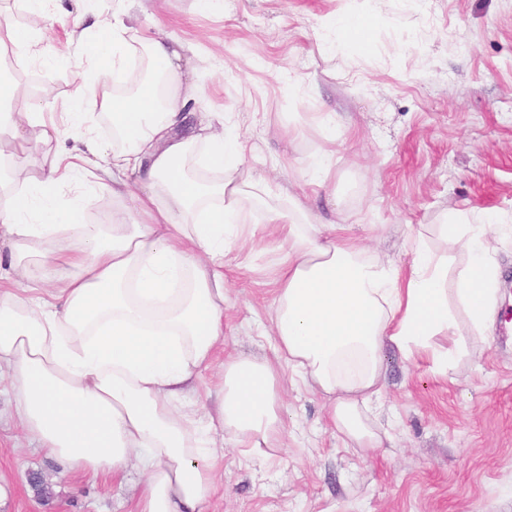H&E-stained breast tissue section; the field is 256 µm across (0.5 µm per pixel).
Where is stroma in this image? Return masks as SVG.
Listing matches in <instances>:
<instances>
[{
    "mask_svg": "<svg viewBox=\"0 0 512 512\" xmlns=\"http://www.w3.org/2000/svg\"><path fill=\"white\" fill-rule=\"evenodd\" d=\"M125 7L129 66L142 63L146 38L165 30L186 48L198 112L231 116L248 138L243 181L264 179L268 197L239 208L252 237L224 259L227 300L218 357H272L268 337L275 279L288 245L268 232L270 210L288 208L300 224L349 227L369 257L408 272L417 243L448 250L436 225L465 214L498 216L494 242L502 276L490 341H468L448 372L422 355L386 358L382 414L373 425L384 447L357 448L335 432L328 402L280 379L287 431L274 457L224 448V487L211 512H512V0H62L52 15L22 17L19 0H0V31H40L39 51L7 64L42 75L58 133L21 148L0 138L8 161L38 176L61 149L111 146L105 113L89 114L91 139L64 122L81 41L73 13L111 21ZM365 13L368 43L348 40L339 17ZM326 162L323 187L305 173ZM14 393L0 383V512H133L143 473L83 476L45 455L16 423Z\"/></svg>",
    "mask_w": 512,
    "mask_h": 512,
    "instance_id": "35a3bbf8",
    "label": "stroma"
}]
</instances>
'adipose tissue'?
Returning <instances> with one entry per match:
<instances>
[{"label": "adipose tissue", "instance_id": "obj_1", "mask_svg": "<svg viewBox=\"0 0 512 512\" xmlns=\"http://www.w3.org/2000/svg\"><path fill=\"white\" fill-rule=\"evenodd\" d=\"M128 40L124 22L95 26L82 56L108 77L123 67ZM146 52L164 84L115 95L82 81L71 97L72 133L86 135L85 108L94 106L111 115L118 149L59 154L40 177L20 168L10 180L0 204V377L14 391L17 423L71 472L116 477L137 455L145 481L136 512H208L221 490L219 443L246 457L280 446V364L328 400L335 430L381 447L368 412L385 385V350L426 354L442 374L466 354V333H485L494 313L497 228L437 225L466 265L421 249L403 276L366 259L345 226L277 212L272 222L291 250L276 280L278 360L226 358L216 412L197 418L184 394L214 367L224 336V258L245 232L236 204L269 187L238 181L247 145L224 115L187 119L194 86L184 46L158 36ZM20 94L0 81V131L21 146L50 143L57 128L41 103L7 110ZM190 164L221 178L202 182ZM80 175L130 202L136 222L86 223L81 193L58 206V183Z\"/></svg>", "mask_w": 512, "mask_h": 512}]
</instances>
